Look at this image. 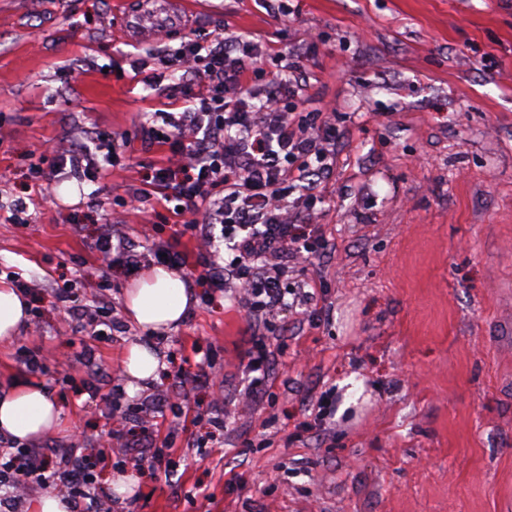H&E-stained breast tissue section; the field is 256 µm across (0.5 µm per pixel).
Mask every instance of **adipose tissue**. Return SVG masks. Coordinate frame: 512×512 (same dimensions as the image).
<instances>
[{"instance_id":"1","label":"adipose tissue","mask_w":512,"mask_h":512,"mask_svg":"<svg viewBox=\"0 0 512 512\" xmlns=\"http://www.w3.org/2000/svg\"><path fill=\"white\" fill-rule=\"evenodd\" d=\"M192 292L172 269L151 267L126 293L129 318L143 331L161 333L178 326L192 306ZM28 302L16 289L0 286V343L25 326ZM60 408L42 386L24 383L0 394V432L37 441L59 423Z\"/></svg>"}]
</instances>
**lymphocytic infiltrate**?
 Segmentation results:
<instances>
[{"label": "lymphocytic infiltrate", "mask_w": 512, "mask_h": 512, "mask_svg": "<svg viewBox=\"0 0 512 512\" xmlns=\"http://www.w3.org/2000/svg\"><path fill=\"white\" fill-rule=\"evenodd\" d=\"M269 45L232 32L158 57L160 68L195 79L180 112H165L150 142L167 150L162 167L134 201L158 192L182 207L183 233L211 287L231 305L274 318L300 303L284 286L290 266L309 265L322 238L326 183L344 133L334 114L305 112L310 87L299 62L286 63L264 87L254 79ZM223 242L224 263L214 259ZM58 483L75 503L94 497L97 480L84 456H45L39 448H0V507L15 508L34 483Z\"/></svg>", "instance_id": "f902f5d3"}]
</instances>
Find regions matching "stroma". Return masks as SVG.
<instances>
[{
	"instance_id": "stroma-1",
	"label": "stroma",
	"mask_w": 512,
	"mask_h": 512,
	"mask_svg": "<svg viewBox=\"0 0 512 512\" xmlns=\"http://www.w3.org/2000/svg\"><path fill=\"white\" fill-rule=\"evenodd\" d=\"M143 0H0V280L34 282L29 320L0 345V387L43 386L57 400L46 453L88 456L112 512H512V0H193L165 38H125ZM297 51L316 107L336 110V151L321 218L325 247L289 273L312 305L267 322L226 310L200 279L193 240L156 200L126 199L165 158L140 137L166 102L133 70L158 43L174 50L224 28ZM129 133L132 152L102 179L54 165L49 145ZM24 227L6 231L14 199ZM171 243L195 302L164 334L130 324L131 278L107 275L95 249L104 225L153 266L140 234ZM95 308L108 336L81 327ZM269 350L272 404L214 431L209 419L245 387L250 331ZM152 346L166 367L129 390L123 361ZM32 354L47 372L25 365ZM214 361L223 381L178 383ZM164 393L174 433L170 475L152 466L151 425L136 404ZM128 413L111 440L97 408ZM333 414L316 421L323 399ZM134 471L136 485L116 476ZM243 483L228 488L231 476Z\"/></svg>"
}]
</instances>
